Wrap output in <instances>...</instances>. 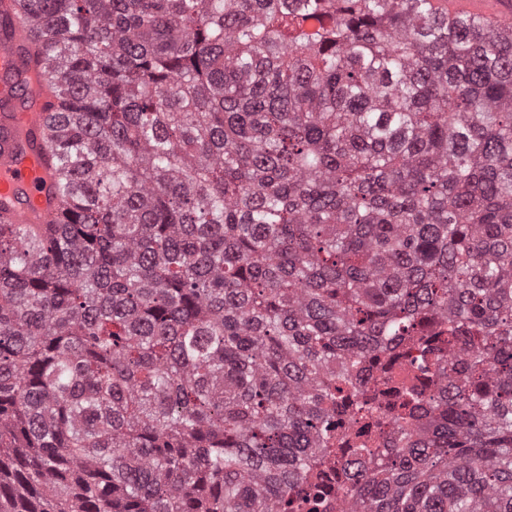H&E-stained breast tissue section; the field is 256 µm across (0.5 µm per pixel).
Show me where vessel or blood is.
<instances>
[{
	"instance_id": "obj_1",
	"label": "vessel or blood",
	"mask_w": 512,
	"mask_h": 512,
	"mask_svg": "<svg viewBox=\"0 0 512 512\" xmlns=\"http://www.w3.org/2000/svg\"><path fill=\"white\" fill-rule=\"evenodd\" d=\"M449 19H478L512 32V0H430ZM17 0H0V16L10 20L0 43V222L48 227L60 224L64 204L59 173L43 141L54 111L41 72L24 63L18 48L28 30Z\"/></svg>"
}]
</instances>
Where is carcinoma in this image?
Segmentation results:
<instances>
[{"instance_id": "1", "label": "carcinoma", "mask_w": 512, "mask_h": 512, "mask_svg": "<svg viewBox=\"0 0 512 512\" xmlns=\"http://www.w3.org/2000/svg\"><path fill=\"white\" fill-rule=\"evenodd\" d=\"M24 2L65 223L0 224V512H277L405 345L448 374L342 512H512V36L428 0Z\"/></svg>"}]
</instances>
